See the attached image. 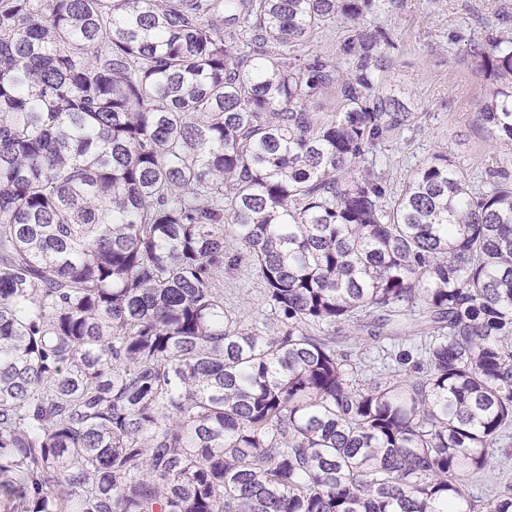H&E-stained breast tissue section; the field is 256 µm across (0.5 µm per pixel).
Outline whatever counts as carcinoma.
Listing matches in <instances>:
<instances>
[{
  "label": "carcinoma",
  "mask_w": 512,
  "mask_h": 512,
  "mask_svg": "<svg viewBox=\"0 0 512 512\" xmlns=\"http://www.w3.org/2000/svg\"><path fill=\"white\" fill-rule=\"evenodd\" d=\"M381 9L0 0V512H474L512 437V179L441 148L388 205L354 174L412 115ZM338 20L339 61L301 49ZM472 52L512 142V35ZM244 258L273 336L224 305ZM407 311L359 383L329 329ZM412 340H407L406 345H401V341L394 346V341L381 339L379 341H370L363 347V350L357 353V358L360 359L361 370L359 372V379L362 383H370L372 380H380L386 376L395 374L396 362L394 360L395 353L398 348L402 346H411L419 342L418 338L411 337ZM363 352V354H361Z\"/></svg>",
  "instance_id": "cac0c4a2"
}]
</instances>
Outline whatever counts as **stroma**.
<instances>
[{
  "mask_svg": "<svg viewBox=\"0 0 512 512\" xmlns=\"http://www.w3.org/2000/svg\"><path fill=\"white\" fill-rule=\"evenodd\" d=\"M366 21L396 33L399 51L389 79L406 89L413 111L409 124L366 158L392 192L400 193L413 171L443 146L467 173L512 175V143L496 138L479 115L489 80L469 53L471 40L512 31V0H391ZM224 301L252 323H265L269 314L264 283L245 263L225 276ZM396 351L393 341L369 342L359 356L360 380L393 375ZM493 460L491 474L466 479L474 512H488L498 491L512 485V447L495 448Z\"/></svg>",
  "mask_w": 512,
  "mask_h": 512,
  "instance_id": "obj_1",
  "label": "stroma"
}]
</instances>
